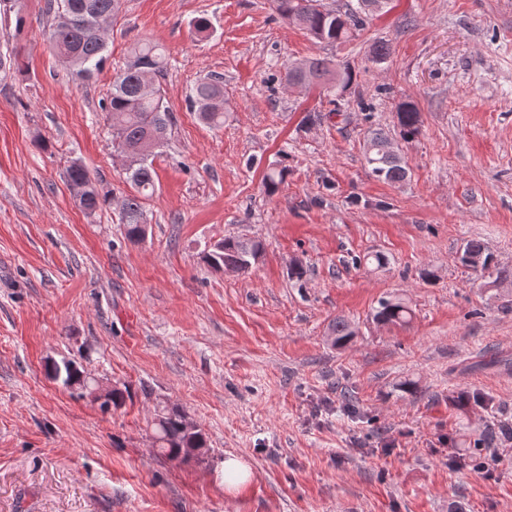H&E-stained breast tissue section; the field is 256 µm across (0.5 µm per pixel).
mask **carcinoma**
Segmentation results:
<instances>
[{"instance_id":"cac0c4a2","label":"carcinoma","mask_w":512,"mask_h":512,"mask_svg":"<svg viewBox=\"0 0 512 512\" xmlns=\"http://www.w3.org/2000/svg\"><path fill=\"white\" fill-rule=\"evenodd\" d=\"M381 0H358V5L344 11L330 9L321 0H272L276 13L286 21L305 30L320 43L343 42L364 26L370 7ZM119 0H47V9L53 13V23L46 39L51 50L68 66L72 76L89 79L98 73L105 60L107 48L103 24L118 11ZM167 58L165 49L155 43L143 42L131 51L122 68V77L112 82L106 118L112 126V144L130 158L129 183L132 193L126 195L120 208V223L124 224L127 239L142 237V199L154 191V169L148 163L153 150L165 140L172 122L171 113L164 106L160 79L165 76ZM290 86H319L327 94L345 90L351 82V73L336 67L329 59L313 57L287 67ZM224 81L206 78L197 83L190 96V107L200 120L212 127L224 125ZM400 137L409 141L420 133V112L410 101L399 105L396 112ZM388 137L376 129L369 132L366 163L372 176L390 183H398L407 175L402 158L386 153L381 148ZM66 180L82 210L88 215L111 204L112 197L92 180L86 166L73 161L66 168ZM262 252L259 241L226 238L205 255L209 266L221 270L234 266L248 270L252 261ZM482 259L481 268L490 267L492 257L486 245L477 239L466 242L461 256L468 267V258ZM374 318L385 324H403L410 320L411 309L400 299H383L374 312ZM334 344L343 346L355 335L350 324L336 318L331 325ZM54 380L71 387L80 383L82 370L72 361L63 360L50 368ZM184 409L163 406L155 413L153 431L159 448L168 454L191 455L197 448L208 447L203 430L189 432L185 428Z\"/></svg>"}]
</instances>
